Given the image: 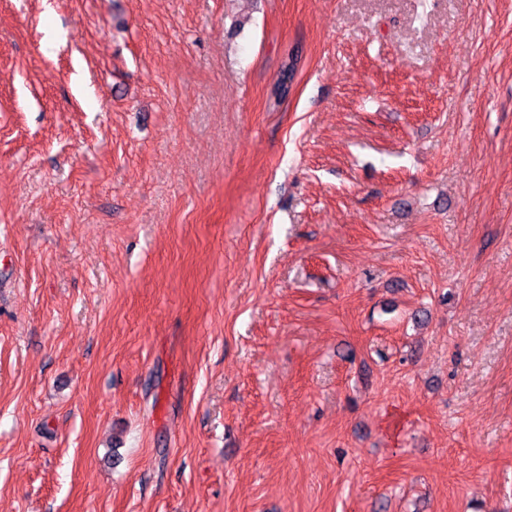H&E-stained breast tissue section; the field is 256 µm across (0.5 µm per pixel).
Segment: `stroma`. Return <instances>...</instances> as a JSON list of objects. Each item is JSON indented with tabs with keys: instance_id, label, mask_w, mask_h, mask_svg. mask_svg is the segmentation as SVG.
Returning a JSON list of instances; mask_svg holds the SVG:
<instances>
[{
	"instance_id": "1",
	"label": "stroma",
	"mask_w": 512,
	"mask_h": 512,
	"mask_svg": "<svg viewBox=\"0 0 512 512\" xmlns=\"http://www.w3.org/2000/svg\"><path fill=\"white\" fill-rule=\"evenodd\" d=\"M0 512H512V0H0Z\"/></svg>"
}]
</instances>
